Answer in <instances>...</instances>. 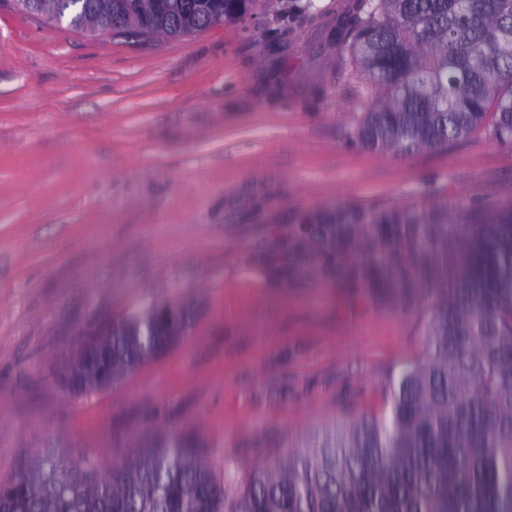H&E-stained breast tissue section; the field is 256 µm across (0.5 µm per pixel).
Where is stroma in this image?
<instances>
[{
  "label": "stroma",
  "mask_w": 512,
  "mask_h": 512,
  "mask_svg": "<svg viewBox=\"0 0 512 512\" xmlns=\"http://www.w3.org/2000/svg\"><path fill=\"white\" fill-rule=\"evenodd\" d=\"M348 0H255L172 38L55 25L0 0V483L37 452L113 462L187 440L236 492L266 459L382 405L426 353L463 255L363 272L389 209L439 220L512 204V150L478 134L396 156L352 144L368 100L336 77ZM186 336L114 386L60 376L79 331L148 303Z\"/></svg>",
  "instance_id": "stroma-1"
}]
</instances>
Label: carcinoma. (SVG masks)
Listing matches in <instances>:
<instances>
[{
    "label": "carcinoma",
    "mask_w": 512,
    "mask_h": 512,
    "mask_svg": "<svg viewBox=\"0 0 512 512\" xmlns=\"http://www.w3.org/2000/svg\"><path fill=\"white\" fill-rule=\"evenodd\" d=\"M57 2L70 26L91 17L110 33L133 18L184 37L221 12L243 19L253 0ZM335 41L336 78L355 69L374 89L354 132L362 146L407 156L484 130L512 148V0H357ZM454 220L470 225L459 245L414 212L336 219L380 225L368 270L400 276L409 256L465 251L430 311L426 358L391 373L381 412L268 460L232 499L180 442L108 464L35 454L0 485V512H512V208ZM111 339L86 355L114 380L174 343L155 335L149 305L112 320Z\"/></svg>",
    "instance_id": "obj_1"
}]
</instances>
